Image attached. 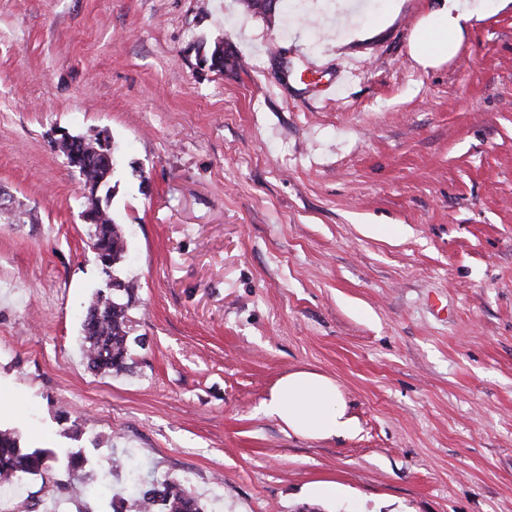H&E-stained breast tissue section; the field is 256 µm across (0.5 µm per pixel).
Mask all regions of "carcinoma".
I'll list each match as a JSON object with an SVG mask.
<instances>
[{
    "label": "carcinoma",
    "instance_id": "1",
    "mask_svg": "<svg viewBox=\"0 0 512 512\" xmlns=\"http://www.w3.org/2000/svg\"><path fill=\"white\" fill-rule=\"evenodd\" d=\"M247 10L267 20L275 16L280 0L261 10L259 0H243ZM84 172V189L93 192L103 179H110L113 164L102 156L73 148ZM88 247L106 276L103 287L96 289L83 321L82 351L88 368L96 372L120 373L131 359V319L129 311L135 300V284L114 275L115 267L125 257L127 243L121 226L107 211L91 213ZM53 452L20 446L17 434L0 429V478L41 475L48 471ZM134 512H206L205 505L184 479L166 477L146 485L139 484L132 499Z\"/></svg>",
    "mask_w": 512,
    "mask_h": 512
}]
</instances>
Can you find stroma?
<instances>
[{"instance_id": "35a3bbf8", "label": "stroma", "mask_w": 512, "mask_h": 512, "mask_svg": "<svg viewBox=\"0 0 512 512\" xmlns=\"http://www.w3.org/2000/svg\"><path fill=\"white\" fill-rule=\"evenodd\" d=\"M357 2L344 43L336 0L271 23L241 0H0V193L30 214L0 217V428L22 447L81 452L86 485L133 459L208 512H512V4L480 0L424 67L411 34L447 0ZM60 131L114 151L144 338L119 374L80 350L104 275ZM299 369L336 380L357 437L263 413ZM68 478L29 476L16 512H105Z\"/></svg>"}]
</instances>
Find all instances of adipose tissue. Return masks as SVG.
Instances as JSON below:
<instances>
[{
    "label": "adipose tissue",
    "instance_id": "ef3b65f1",
    "mask_svg": "<svg viewBox=\"0 0 512 512\" xmlns=\"http://www.w3.org/2000/svg\"><path fill=\"white\" fill-rule=\"evenodd\" d=\"M473 0H448L411 36V52L424 66L452 57L460 44L462 24L479 16ZM266 415L276 418L293 435L306 439H351L360 432L344 396L330 377L312 370H295L280 377L263 402Z\"/></svg>",
    "mask_w": 512,
    "mask_h": 512
}]
</instances>
